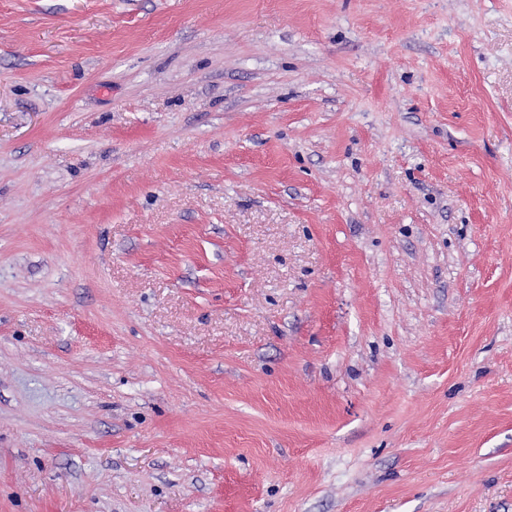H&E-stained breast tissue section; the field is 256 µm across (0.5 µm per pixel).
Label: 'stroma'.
I'll list each match as a JSON object with an SVG mask.
<instances>
[{"label": "stroma", "instance_id": "obj_1", "mask_svg": "<svg viewBox=\"0 0 512 512\" xmlns=\"http://www.w3.org/2000/svg\"><path fill=\"white\" fill-rule=\"evenodd\" d=\"M0 512H512V0H0Z\"/></svg>", "mask_w": 512, "mask_h": 512}]
</instances>
